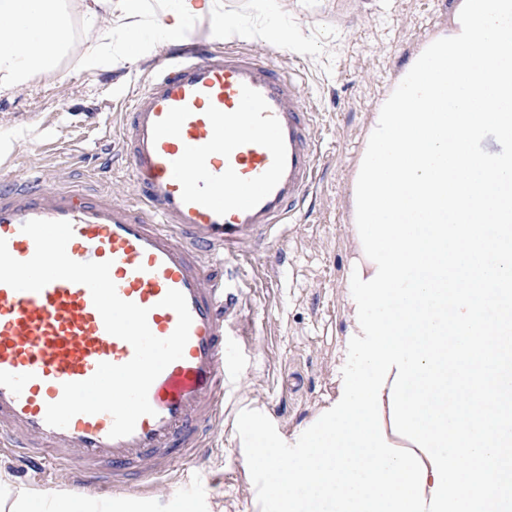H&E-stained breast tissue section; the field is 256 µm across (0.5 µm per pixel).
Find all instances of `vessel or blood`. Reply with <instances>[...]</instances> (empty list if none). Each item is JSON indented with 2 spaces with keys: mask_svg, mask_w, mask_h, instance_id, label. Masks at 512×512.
<instances>
[{
  "mask_svg": "<svg viewBox=\"0 0 512 512\" xmlns=\"http://www.w3.org/2000/svg\"><path fill=\"white\" fill-rule=\"evenodd\" d=\"M314 116L297 73L190 32L165 46L125 116L135 200L0 173V239L15 259L35 251L25 222L66 220L69 257L110 262L119 297L148 309L155 336L177 325L161 304L168 290L184 294L192 316L183 357L149 389L153 415L113 438L109 414H79L55 428L46 409L100 363H127L132 346L106 331L85 285L55 280L34 292L0 283L1 448L34 470L69 469L72 485L108 494L151 487L175 462L207 453L232 375L225 345L245 334L243 290L229 286L224 257L293 222L317 174Z\"/></svg>",
  "mask_w": 512,
  "mask_h": 512,
  "instance_id": "vessel-or-blood-1",
  "label": "vessel or blood"
}]
</instances>
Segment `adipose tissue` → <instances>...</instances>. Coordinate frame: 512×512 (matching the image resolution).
Segmentation results:
<instances>
[{
  "label": "adipose tissue",
  "instance_id": "1",
  "mask_svg": "<svg viewBox=\"0 0 512 512\" xmlns=\"http://www.w3.org/2000/svg\"><path fill=\"white\" fill-rule=\"evenodd\" d=\"M65 0H0V94L30 86L56 72L70 44ZM149 500L102 503L59 494L32 496L13 487L0 470V512H155Z\"/></svg>",
  "mask_w": 512,
  "mask_h": 512
}]
</instances>
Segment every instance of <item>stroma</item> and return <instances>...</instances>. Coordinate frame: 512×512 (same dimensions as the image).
I'll list each match as a JSON object with an SVG mask.
<instances>
[{
    "instance_id": "stroma-1",
    "label": "stroma",
    "mask_w": 512,
    "mask_h": 512,
    "mask_svg": "<svg viewBox=\"0 0 512 512\" xmlns=\"http://www.w3.org/2000/svg\"><path fill=\"white\" fill-rule=\"evenodd\" d=\"M457 0H212L229 36L245 48L277 47L280 63L297 70L319 114L322 155L317 189L300 221L274 230L238 257L247 294V336L228 349L233 376L214 455L176 463L168 491L201 499L210 512H260L237 417L260 410L280 433L304 426L335 401L346 361L351 311L345 303L355 253L350 185L371 115L413 55L447 32ZM81 0H68L71 42L57 73L0 96V138L11 140L0 167L49 184H82L91 174L113 181L124 198L134 192L116 158L120 106L147 81L150 57L130 59L109 73H87L83 56L94 31ZM292 41L278 45L277 30ZM0 466L20 488L60 491L66 471H17L9 454Z\"/></svg>"
}]
</instances>
